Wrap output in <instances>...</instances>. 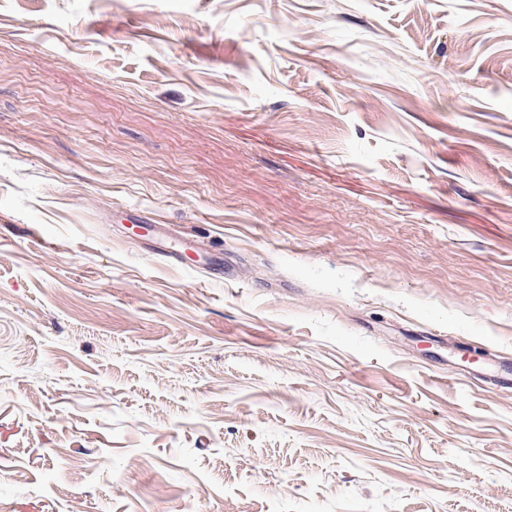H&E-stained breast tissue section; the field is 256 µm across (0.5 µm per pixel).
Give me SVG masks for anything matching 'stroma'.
<instances>
[{
  "label": "stroma",
  "mask_w": 512,
  "mask_h": 512,
  "mask_svg": "<svg viewBox=\"0 0 512 512\" xmlns=\"http://www.w3.org/2000/svg\"><path fill=\"white\" fill-rule=\"evenodd\" d=\"M512 0H0L6 512H512Z\"/></svg>",
  "instance_id": "stroma-1"
}]
</instances>
